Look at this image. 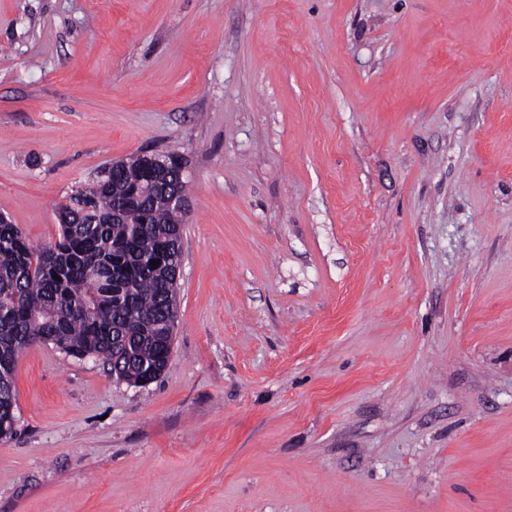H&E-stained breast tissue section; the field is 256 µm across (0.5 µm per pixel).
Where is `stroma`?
<instances>
[{
	"label": "stroma",
	"instance_id": "1",
	"mask_svg": "<svg viewBox=\"0 0 512 512\" xmlns=\"http://www.w3.org/2000/svg\"><path fill=\"white\" fill-rule=\"evenodd\" d=\"M144 151L170 360L24 350L0 512H512V0H0V214ZM136 177L133 185V195L138 198L153 187L161 176V170H166L169 160L162 161L156 155L139 154L136 158Z\"/></svg>",
	"mask_w": 512,
	"mask_h": 512
}]
</instances>
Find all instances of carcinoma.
I'll return each instance as SVG.
<instances>
[{"instance_id":"obj_1","label":"carcinoma","mask_w":512,"mask_h":512,"mask_svg":"<svg viewBox=\"0 0 512 512\" xmlns=\"http://www.w3.org/2000/svg\"><path fill=\"white\" fill-rule=\"evenodd\" d=\"M130 178L123 166L106 168L77 189L58 207V240L41 250L0 218V439L15 432L14 373L32 345L89 355L126 381L163 372L161 332L177 307L173 272L185 223L171 200L185 182L172 165L164 185L114 217Z\"/></svg>"}]
</instances>
